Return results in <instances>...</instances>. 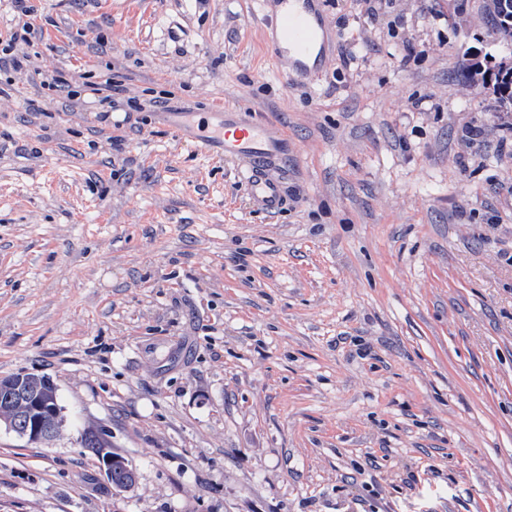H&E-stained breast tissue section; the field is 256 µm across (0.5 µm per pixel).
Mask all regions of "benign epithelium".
<instances>
[{
	"label": "benign epithelium",
	"instance_id": "1",
	"mask_svg": "<svg viewBox=\"0 0 512 512\" xmlns=\"http://www.w3.org/2000/svg\"><path fill=\"white\" fill-rule=\"evenodd\" d=\"M66 424L57 387L50 377L20 372L7 380L0 379V428L29 444H50L63 435ZM94 434L95 454L107 482H112L115 469L134 474L125 457L110 451L102 433L96 430Z\"/></svg>",
	"mask_w": 512,
	"mask_h": 512
}]
</instances>
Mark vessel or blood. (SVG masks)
Returning a JSON list of instances; mask_svg holds the SVG:
<instances>
[{
	"mask_svg": "<svg viewBox=\"0 0 512 512\" xmlns=\"http://www.w3.org/2000/svg\"><path fill=\"white\" fill-rule=\"evenodd\" d=\"M322 0H262L272 16L268 47L286 65L291 79L309 77L323 68L330 54V24ZM218 133L199 124L198 140L209 154L241 163L249 202L255 211L275 215L288 206V193L279 171L288 158V141L267 123L240 111L218 112Z\"/></svg>",
	"mask_w": 512,
	"mask_h": 512,
	"instance_id": "obj_1",
	"label": "vessel or blood"
}]
</instances>
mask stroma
<instances>
[{"label":"stroma","instance_id":"1","mask_svg":"<svg viewBox=\"0 0 512 512\" xmlns=\"http://www.w3.org/2000/svg\"><path fill=\"white\" fill-rule=\"evenodd\" d=\"M32 4L29 65L0 73V378L50 376L70 433L0 431V512H512V150L473 70L505 57L485 0H324L311 82L272 57L259 0ZM108 79L129 127L99 118ZM222 106L287 136L280 214L196 121L165 125ZM94 427L133 488L72 442Z\"/></svg>","mask_w":512,"mask_h":512}]
</instances>
